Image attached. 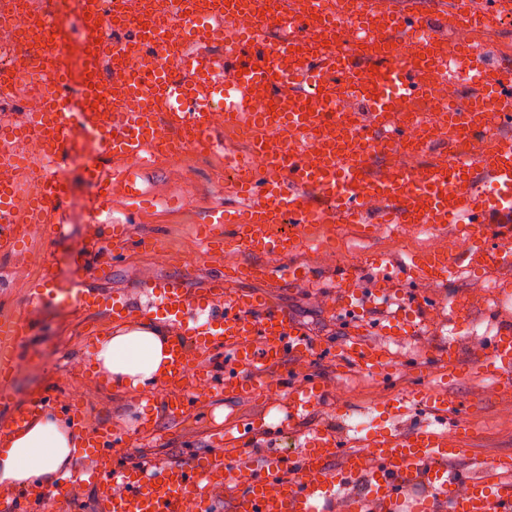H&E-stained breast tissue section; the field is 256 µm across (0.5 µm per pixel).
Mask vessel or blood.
Returning a JSON list of instances; mask_svg holds the SVG:
<instances>
[{
    "label": "vessel or blood",
    "mask_w": 512,
    "mask_h": 512,
    "mask_svg": "<svg viewBox=\"0 0 512 512\" xmlns=\"http://www.w3.org/2000/svg\"><path fill=\"white\" fill-rule=\"evenodd\" d=\"M171 2L167 26L171 41L183 50L179 74L157 59L144 80H129L121 91L108 94L86 76L80 111H65L57 99L30 114L25 124L0 133V166L17 172L28 163L18 149L21 141L33 133L49 142L41 192L28 213L13 209L20 180H0L1 254L17 247L27 224H41L49 233L60 229L64 152L100 145L84 172L98 190L93 208L102 212L111 202L112 177L100 166L101 153L124 162L127 192L139 198L136 179L155 145L159 118L179 129L186 142L209 148L218 107L225 125L245 126L253 146L246 155L226 157L240 171L233 191L242 206L213 209L202 230L207 243L263 257V264L244 268V275L269 284L308 280L301 264L292 260L301 240L298 228L305 224H358L368 234L381 223L425 225L436 232L454 230L471 242L456 260L444 249L411 255L401 265L372 257L369 289L361 288L358 268L338 266L339 293L332 306L353 321L356 333L337 354V370L352 362L371 371L395 367L386 348L365 334L362 317L374 299L390 298L403 284L447 281L457 263L476 276L493 267L512 269V136L507 133L512 127V70L490 61L484 47L441 43L449 16L469 26L495 24L512 12V0H430L424 12L400 0H361L354 13L348 0H305L300 9L294 0H272L252 26L226 41L220 62L204 52V45L225 16L249 9L252 0H212V10L202 14L195 13L192 0ZM86 8L90 19L83 52L91 60L117 45L104 38L99 0H86ZM118 23L133 31V43L155 48L140 17H122ZM52 25L57 66L37 69L31 81L61 86L70 78L64 62L76 49L66 13L57 12ZM419 31L428 32V39L417 44L408 63L399 64L408 40ZM190 44L198 45V52H187ZM426 69L448 83L467 75L475 92L466 107L405 117L396 103L424 93L421 73ZM102 94L112 104V119H105L97 104ZM349 98L361 107L352 122L345 105ZM284 124L299 131L298 142L277 140L276 130ZM405 144L423 150L442 144L448 157L415 179L393 161ZM377 157L384 163L376 169L372 162ZM452 176L463 178L464 191L450 187ZM375 210L380 213L376 221L369 217ZM236 274L225 270L195 291L173 278L144 283L157 313L180 326L171 340L160 407L170 417L185 416L200 400L197 388L203 383L228 397L263 398L278 387L288 392L284 425L292 427L324 399L325 388L315 381L296 382L291 364L318 353L320 346L264 294L230 291ZM64 299L87 308L107 306L116 324L146 316L96 288L66 289ZM421 312V305L402 302L385 327L387 337L408 338V324ZM219 347L227 358L217 382L195 360ZM425 348L445 376L479 373L501 383L500 400L512 399L511 327L485 337L470 363L461 358L456 343L442 348L429 342ZM422 403L430 422L407 430L370 428L363 450L348 448L333 429L316 427L298 450L260 461L252 453L255 433L265 428L260 419L225 428L224 452L142 469L118 463L113 450L119 437L102 427L87 431L75 450L76 456L95 458V467L59 477L40 487L37 496L52 512H65L76 485L85 482L96 490L98 512H211L216 491L229 487L237 490L230 512H322L329 501L335 502L336 512H512V458L472 459L473 431L455 395L418 388L410 396L383 400L378 411L399 419ZM40 408L35 400L13 410L0 423V436L23 428ZM421 486L427 494L416 495Z\"/></svg>",
    "instance_id": "obj_1"
}]
</instances>
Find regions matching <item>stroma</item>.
I'll list each match as a JSON object with an SVG mask.
<instances>
[{
    "mask_svg": "<svg viewBox=\"0 0 512 512\" xmlns=\"http://www.w3.org/2000/svg\"><path fill=\"white\" fill-rule=\"evenodd\" d=\"M213 136L216 153L189 152L176 157L155 158L140 171L139 183L146 194L141 202L129 200L122 189H114L110 211L97 214L88 200L96 196V186L88 181L83 164L66 163L64 170L69 191L60 209L63 230L56 235L41 231L23 242L9 255H0V319L25 317L32 333L20 348L12 383V396L23 404L34 398L60 403L71 385L83 388L81 408L86 428L104 424L124 440L116 454L144 456L160 462L185 454L215 452L216 430L224 426L264 419L267 426L279 427L286 419L288 396L280 394L273 403L248 397L216 395L200 401L183 418L159 416L157 434L142 441L139 427L153 405L141 399L139 392L109 386L95 378L85 366L86 352L92 346L86 333L95 326L99 333L112 328L107 311H85L62 303L58 290L65 288L104 287L121 300L137 308L149 299L141 285L152 278L184 280L188 288L201 287L210 275L224 265L252 262V255L237 250L204 253L200 222L215 207H235L239 198L231 192L232 174L222 169L223 154L249 151L246 141L217 125ZM133 225L138 235L152 238L155 247L145 251L136 245L117 250L112 245V227ZM446 238L408 227L394 235H364L354 224H313L304 230L297 260L306 263L311 278L288 286L237 280V291H262L323 347L337 350L353 334L346 318L332 313L328 304L336 294L332 271L339 264H359L376 255L397 262L411 254L446 245ZM110 267L107 285H100L101 267ZM47 280L48 295L36 307L28 304V291L39 280ZM485 282L459 270L443 283L416 288L418 298L428 302L466 300L469 319L490 328L512 325V297L492 304L484 298ZM447 344L448 330L441 327L439 316L419 327L396 353L404 360L395 373L382 375L353 365L337 372L331 358L313 355L304 360L297 373L327 386L324 404L297 424L299 433L326 426L355 439L353 420H373L382 425L375 409L381 392L406 393L425 384L429 390L452 388L468 410L474 430L473 453L488 457L512 456V406L486 400L492 382L477 377L450 381L438 367L419 360L427 340Z\"/></svg>",
    "mask_w": 512,
    "mask_h": 512,
    "instance_id": "stroma-1",
    "label": "stroma"
}]
</instances>
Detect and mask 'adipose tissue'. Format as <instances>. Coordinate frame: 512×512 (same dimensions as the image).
<instances>
[{
    "label": "adipose tissue",
    "instance_id": "obj_1",
    "mask_svg": "<svg viewBox=\"0 0 512 512\" xmlns=\"http://www.w3.org/2000/svg\"><path fill=\"white\" fill-rule=\"evenodd\" d=\"M173 323L143 320L108 332L91 352V367L108 385L139 389L167 374ZM80 442L79 430L57 409L44 406L21 431L0 442V485L31 486L35 478L62 469Z\"/></svg>",
    "mask_w": 512,
    "mask_h": 512
}]
</instances>
